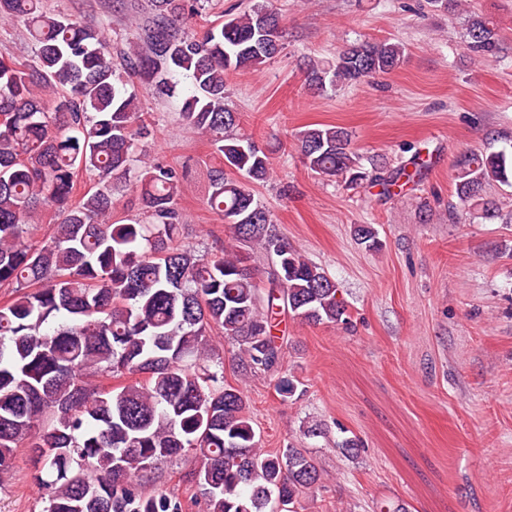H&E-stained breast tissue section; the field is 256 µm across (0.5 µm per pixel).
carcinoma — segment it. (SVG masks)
<instances>
[{
  "mask_svg": "<svg viewBox=\"0 0 512 512\" xmlns=\"http://www.w3.org/2000/svg\"><path fill=\"white\" fill-rule=\"evenodd\" d=\"M209 0H149L150 16L118 72L101 31L44 9L43 0H0V18L20 20L35 45L26 62L0 61V476L18 445L41 449L34 480L49 489L41 512H184L140 482L161 462L193 460L187 474L206 512H296L321 479L317 462L293 443L260 453L244 391L224 382L217 332L238 345L237 373L278 370L283 344L274 335L285 311L313 324L346 320L340 288L316 263L280 238L269 211L230 172L269 178V156L237 133L226 103V76L256 70L281 50V16L258 3L209 27L186 26ZM466 50L487 61L498 47L493 23L467 28ZM404 50L387 40L348 45L331 62L307 64L309 86L327 92L397 69ZM132 74L159 98L189 80L181 120L205 135L222 158L210 172L207 206L224 220L234 249L207 258L182 244L179 176L172 167L135 165L134 147L153 135L140 112ZM56 90L52 107L35 93ZM315 174L389 193L413 175L401 166L368 170L336 126L299 135ZM464 207L499 215L484 198L495 181L512 186L505 153H475L456 164ZM98 188L74 205L80 172ZM135 176L145 222L112 221V182ZM37 206L60 222L41 239L24 217ZM368 251L377 229L358 224ZM268 261L267 284L254 276V251Z\"/></svg>",
  "mask_w": 512,
  "mask_h": 512,
  "instance_id": "carcinoma-1",
  "label": "carcinoma"
}]
</instances>
